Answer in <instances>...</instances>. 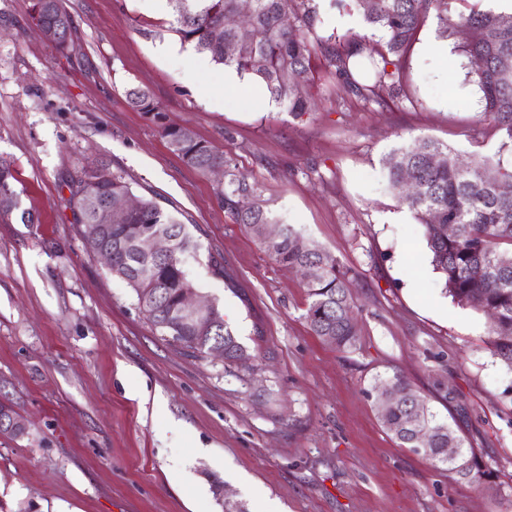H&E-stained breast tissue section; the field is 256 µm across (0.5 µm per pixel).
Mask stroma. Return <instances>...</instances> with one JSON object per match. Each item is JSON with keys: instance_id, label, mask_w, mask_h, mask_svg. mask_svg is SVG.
<instances>
[{"instance_id": "35a3bbf8", "label": "stroma", "mask_w": 512, "mask_h": 512, "mask_svg": "<svg viewBox=\"0 0 512 512\" xmlns=\"http://www.w3.org/2000/svg\"><path fill=\"white\" fill-rule=\"evenodd\" d=\"M75 29L58 51L32 27L31 0H0V159L21 207L0 216V403L30 426L0 434L5 512H512V373L490 321L457 305L424 229L387 186L385 156L427 137L466 159H498L461 36L410 53L408 96L368 107L317 90L319 111L256 108L261 87L228 86L144 0H61ZM317 34L382 36L356 10L320 0ZM213 85L200 97L187 83ZM146 91L255 181L282 223L349 272L360 343L315 336L299 272L275 264L225 213L223 177L171 151L128 102ZM106 165L199 241L189 266L245 355L190 357L159 336L134 294L79 235L66 181ZM223 256L232 283L214 277ZM402 376L490 479L475 485L402 446L381 424L377 383Z\"/></svg>"}]
</instances>
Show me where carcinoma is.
Segmentation results:
<instances>
[{
  "label": "carcinoma",
  "instance_id": "1",
  "mask_svg": "<svg viewBox=\"0 0 512 512\" xmlns=\"http://www.w3.org/2000/svg\"><path fill=\"white\" fill-rule=\"evenodd\" d=\"M41 13L31 18L66 31L56 43L63 51L73 29L71 16L60 0H45ZM372 30L385 33L384 50L374 59L367 52L366 37L361 35H314L318 16L316 0H252L253 8L242 33L224 30V41L211 38L214 28L224 25V17L237 10L238 0H171L176 26L173 31L184 43L224 67H233L240 76L259 81L270 97L296 118L316 110L314 89L321 81L336 79V97L346 94L366 104L382 105L386 97L406 98L404 70L412 44L431 20L444 35L464 26L478 32V37L462 46L472 65V74L482 93L483 121L502 133L500 151L512 155V15L481 10L470 0H352ZM292 15L293 28L282 24V17ZM233 41L236 51L224 53V43ZM320 54L324 74L315 76L311 57ZM366 59L373 78L363 83L355 71ZM129 103L157 124L171 150L187 165L202 173L218 163L224 166L221 191L224 211L250 233L258 224H273L257 184L239 175L231 160L208 142L193 134L167 125L164 115L150 95L138 88L127 91ZM437 155L440 162L429 163ZM388 181L400 190L403 174H414L417 191L399 194L406 206L424 226L434 270L440 275L448 294L458 304L483 313L493 308L498 318L490 325L494 355L512 373V197L500 196L496 187L512 180V161L479 158L463 162L451 147L427 138H415L392 150L383 160ZM104 178L95 171H82L67 181L74 223L78 232L99 223L103 201L116 202L132 194L130 184L121 175L103 168ZM11 163L0 160V194L14 198L13 209L20 206L12 190ZM251 198L250 207L238 206L241 197ZM163 234L173 238V250L166 258L136 252L135 242L144 234ZM104 237L112 247V262L122 266V281L135 294L146 319L163 339L193 354H206L216 345L224 346V358L238 359L243 348L226 326L218 304L206 316L208 327L201 330L186 322L180 313L183 289L195 287L189 264L195 259L199 243L185 225L166 212L154 199L141 197L136 210L112 214V230ZM270 258L278 265L295 268L319 265L318 278L304 284L308 304L304 319L312 333L332 337L336 350L345 352L359 342L358 328L348 313L355 302L348 291L347 273L340 270L336 258L308 241L290 225H283L282 235L262 242ZM384 427L401 445L419 448L432 465H448L460 478L481 482L492 472L482 469L475 457L463 455L467 467L448 460V448H460L462 439L448 424L439 421L427 403L415 396L411 405L381 408L375 401ZM427 429L421 437L412 434L413 426Z\"/></svg>",
  "mask_w": 512,
  "mask_h": 512
}]
</instances>
